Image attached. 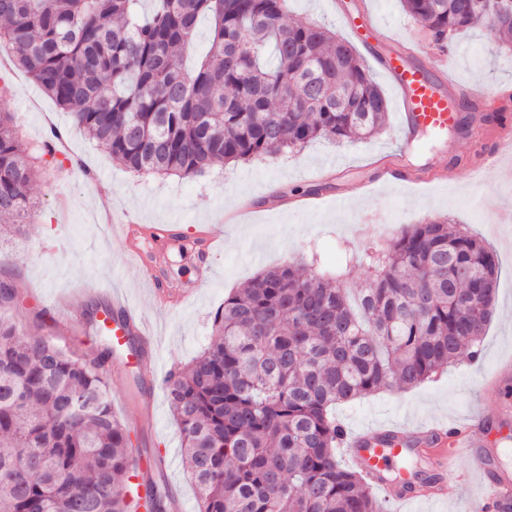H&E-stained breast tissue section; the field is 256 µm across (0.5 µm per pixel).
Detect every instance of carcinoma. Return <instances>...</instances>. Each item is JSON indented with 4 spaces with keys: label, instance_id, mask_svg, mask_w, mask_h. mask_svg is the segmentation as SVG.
<instances>
[{
    "label": "carcinoma",
    "instance_id": "cac0c4a2",
    "mask_svg": "<svg viewBox=\"0 0 512 512\" xmlns=\"http://www.w3.org/2000/svg\"><path fill=\"white\" fill-rule=\"evenodd\" d=\"M0 0V47L74 125L133 174L195 176L379 133L388 105L354 45L316 22L286 23L288 0ZM443 45L479 24L512 40V0H401ZM208 17V54L184 57ZM52 155L31 153L0 112V232L20 236L28 189ZM308 256L224 298L214 337L165 393L198 512H381L362 471L339 460L336 406L430 381L478 355L499 278L496 252L438 218L410 224L350 295ZM0 281V512H164L151 477L126 495L131 430L112 410V347L52 342L19 320Z\"/></svg>",
    "mask_w": 512,
    "mask_h": 512
}]
</instances>
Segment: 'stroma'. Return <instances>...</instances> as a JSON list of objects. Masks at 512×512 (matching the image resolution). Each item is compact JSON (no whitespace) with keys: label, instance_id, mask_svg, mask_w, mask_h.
I'll use <instances>...</instances> for the list:
<instances>
[{"label":"stroma","instance_id":"obj_1","mask_svg":"<svg viewBox=\"0 0 512 512\" xmlns=\"http://www.w3.org/2000/svg\"><path fill=\"white\" fill-rule=\"evenodd\" d=\"M366 5L376 22L388 28L400 43L419 49L417 61L431 66L439 52L454 60L453 79L461 86L479 84L495 95L512 96V51L501 47L482 27L455 35L439 48L403 9L400 0H289L292 21L327 23L337 36L352 40L334 13L336 6L356 12ZM10 91L0 95V110L12 113L23 138L39 148L51 131H60L68 145L69 161L42 169L30 186L37 218L24 235L0 243V279L12 281L25 317L44 314L53 319L51 339L58 345L92 353L104 344L94 331L93 313L112 301L113 289L132 295L150 329L160 331V346L145 365L160 379L152 386L142 366L116 353L106 366L112 408L124 424L138 417L146 424L137 433L141 454L166 452L173 466L166 483L182 494L186 512H196V490L182 463L181 440L162 385L169 372L188 362L207 346L212 318L225 296L241 288L261 269L283 264L301 253L313 255L314 273L342 274L347 287L364 283L367 269L344 266L345 251L386 244L401 227L445 216L468 225L496 251L500 273L496 312L481 343L478 359L461 355L433 380L408 390L379 391L337 407L336 417L346 430L391 419L413 428L430 422L468 423L489 415L494 399L486 378L512 362V223L498 215L512 207V182L491 169L470 170L472 135L459 133L458 157L441 151L435 134L422 136L423 151L413 167L429 165L435 181L422 185L381 184L370 194L345 196L342 204L323 203L308 210L282 207L268 210L269 199L294 198L309 193L307 176L322 169V193L343 194L345 185L370 178L373 159L395 148L398 112L395 89L386 74H370L389 103L383 130L372 137L336 144L327 139L303 151L275 159L214 164L192 178L135 176L75 127L32 80L19 71H7ZM252 208L239 224L224 221L225 211L242 202ZM128 213L142 224L179 225L184 240L164 255V271L171 283L194 290L190 304L169 303L160 308L147 282L128 263L122 235L100 219L101 213ZM209 227L219 241L216 276L208 284L197 281L198 257L190 239L200 226Z\"/></svg>","mask_w":512,"mask_h":512}]
</instances>
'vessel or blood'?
I'll use <instances>...</instances> for the list:
<instances>
[{"instance_id":"vessel-or-blood-1","label":"vessel or blood","mask_w":512,"mask_h":512,"mask_svg":"<svg viewBox=\"0 0 512 512\" xmlns=\"http://www.w3.org/2000/svg\"><path fill=\"white\" fill-rule=\"evenodd\" d=\"M377 60L391 80L397 92L399 129L401 137L395 152L375 161L378 177L383 181H402L408 184H426L430 175L407 170V157L418 147L420 133L446 134L452 129L465 105L478 109H495L499 119L480 134L475 153L483 167L495 166L501 157L512 155V114L503 110V102L482 96L476 90L455 84L448 76L446 66L424 68L416 64L413 50L406 46H394ZM129 245L131 264L146 271L147 280L160 302L170 299L188 300V291L162 286L153 262L155 254L175 241L173 225H142L127 222L123 226ZM213 238L207 229H200L197 244L203 253L198 273L201 280H211L215 253ZM103 323L111 334L112 347L116 350L137 343L134 355L137 362H144L156 348V339L147 334L145 321L136 304L127 297L113 294L112 305L103 312ZM492 386L497 392L494 419L500 428L512 427V369L503 368L494 376ZM347 448L356 465L370 483L381 489L386 497L398 503L438 502L455 498L458 494L461 474L454 470L456 458L463 457L468 466L479 474L489 493L486 503L494 512H512V467L499 459L485 427L451 425L448 427L424 426L405 434L401 424L385 423L368 434H356L348 438ZM415 455L421 458L433 475L431 483L417 487L404 481L389 480L387 474L393 465ZM170 459L148 458L139 451L130 457L131 492L143 493L141 484L145 472L167 474Z\"/></svg>"}]
</instances>
